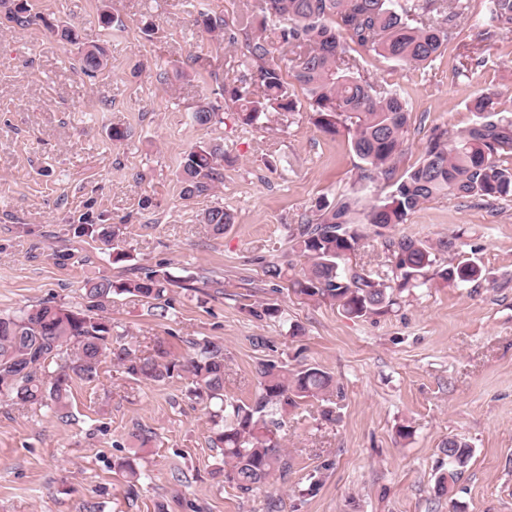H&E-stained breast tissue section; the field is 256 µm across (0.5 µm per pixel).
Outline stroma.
Returning a JSON list of instances; mask_svg holds the SVG:
<instances>
[{"mask_svg":"<svg viewBox=\"0 0 512 512\" xmlns=\"http://www.w3.org/2000/svg\"><path fill=\"white\" fill-rule=\"evenodd\" d=\"M31 2L43 21L27 28L6 22L0 4V313L80 307L87 282L165 269L187 286L169 293L164 314L127 295L100 312L133 353L160 340L179 359L207 337L224 345L226 399L252 402L255 368L268 360L320 366L336 391L267 426L288 469L244 495L214 475L222 455L210 444L209 406L185 378L150 385L105 361L96 381L74 380L68 421L0 404V512H81L89 498L103 512H512V200L448 194L383 235L365 229L351 260L374 279L390 270V236L459 237L448 261L476 260L483 277L461 287L435 280L402 292L385 314L349 318L263 272L287 255L289 226L349 189L358 160L345 135L319 132L306 110L253 129L225 104L238 76L233 53L196 19L204 11L234 23L241 0ZM104 7L121 26L102 28ZM479 8L470 0L458 20L471 65L449 53L425 68L361 55L373 80L408 101L399 170L423 155L432 129L470 127L475 96L512 111V34L479 36ZM51 23L75 26L80 44L61 42ZM94 45L109 61L90 78L78 60ZM203 102L221 107L223 123L192 122ZM116 128L125 140L113 141ZM202 141L223 145L231 163L213 193L186 200L179 162ZM212 207L234 215L224 233L201 220ZM76 224L96 231L74 236ZM111 228L117 239L102 237ZM262 303L279 316L251 315ZM143 429L152 433L145 445ZM451 437L473 457L439 496Z\"/></svg>","mask_w":512,"mask_h":512,"instance_id":"obj_1","label":"stroma"}]
</instances>
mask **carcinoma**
<instances>
[{
  "label": "carcinoma",
  "mask_w": 512,
  "mask_h": 512,
  "mask_svg": "<svg viewBox=\"0 0 512 512\" xmlns=\"http://www.w3.org/2000/svg\"><path fill=\"white\" fill-rule=\"evenodd\" d=\"M461 0H255L245 3L238 27L205 12L196 23L207 33H224V42L240 47L234 59L236 84L224 88L245 126L265 124L272 112H294L298 100L293 78L313 114L316 128L328 135L345 132L358 165L356 187L334 203L320 201L317 214L288 228V259L269 262L265 274L290 278L301 295L329 300L350 318L385 313L396 304L397 292L421 288L439 278L453 285L476 282L482 268L466 259L446 266L439 255L457 250L454 238L431 245L402 236L385 240L391 252L388 281L371 277L348 262L364 237L362 227L404 224L422 204L456 193L462 196L512 197V113L497 108L490 95L470 103L478 120L454 137L433 130L423 156L397 174L411 112L404 94L369 80L354 53L372 52L386 60L425 66L444 56L459 36L456 18ZM8 19L18 26L41 17L28 0H18ZM481 34L512 32V0H483ZM105 50L94 46L79 58L87 76L103 73ZM191 119L209 128L223 122L214 106L198 107ZM223 146L201 142L184 153L180 164L182 197L190 200L224 183ZM380 182L389 191L368 208L361 193ZM204 223L217 234L234 223L222 207L208 209ZM304 262L295 270L294 260ZM179 279L167 271L137 280L90 283L82 308L42 304L0 314V402L39 405L59 420L71 416L73 380L99 377L103 358L124 366L137 381L163 382L185 373L194 394L214 404L211 442L223 449L224 478L243 494L258 488L274 471L288 469L283 450L262 429L267 419L283 414L305 399L333 389L332 375L318 365L290 371L271 361L255 368L259 392L251 404L224 399V344L203 338L191 342L194 354L183 361L168 359L159 342L154 355L138 357L123 345L112 346V323L97 311L112 296L129 295L154 310L165 311L169 288ZM448 470L435 481L439 496L466 471L471 447L456 438L442 444Z\"/></svg>",
  "instance_id": "obj_1"
}]
</instances>
